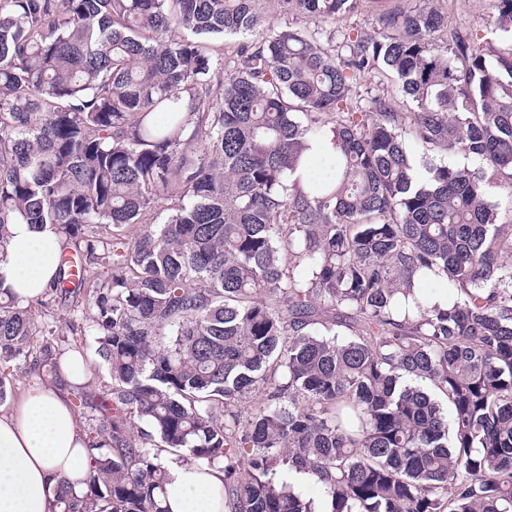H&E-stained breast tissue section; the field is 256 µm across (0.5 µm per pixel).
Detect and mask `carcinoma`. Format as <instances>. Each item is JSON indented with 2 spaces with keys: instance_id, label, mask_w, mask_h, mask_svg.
Here are the masks:
<instances>
[{
  "instance_id": "cac0c4a2",
  "label": "carcinoma",
  "mask_w": 512,
  "mask_h": 512,
  "mask_svg": "<svg viewBox=\"0 0 512 512\" xmlns=\"http://www.w3.org/2000/svg\"><path fill=\"white\" fill-rule=\"evenodd\" d=\"M358 4L277 0L308 26L241 46L216 99L197 37L254 33L257 0H0V253L11 224L64 242L41 296L0 291V367L60 375L83 294L69 330L111 378L76 393L86 471L55 512H169L163 452L222 463L225 512H512V224L487 192L512 181V42L494 64L419 7L323 48L309 24ZM491 24L512 39V0ZM381 68L413 111L362 88ZM425 285L448 306L403 304Z\"/></svg>"
}]
</instances>
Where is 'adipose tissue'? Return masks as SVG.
<instances>
[{"instance_id":"ef3b65f1","label":"adipose tissue","mask_w":512,"mask_h":512,"mask_svg":"<svg viewBox=\"0 0 512 512\" xmlns=\"http://www.w3.org/2000/svg\"><path fill=\"white\" fill-rule=\"evenodd\" d=\"M0 254V287L23 298L54 279L62 243L51 225L14 224ZM84 436L61 387L50 384L0 414V512H52L62 478L84 475ZM170 473V512H224L222 465L190 463L163 454Z\"/></svg>"}]
</instances>
